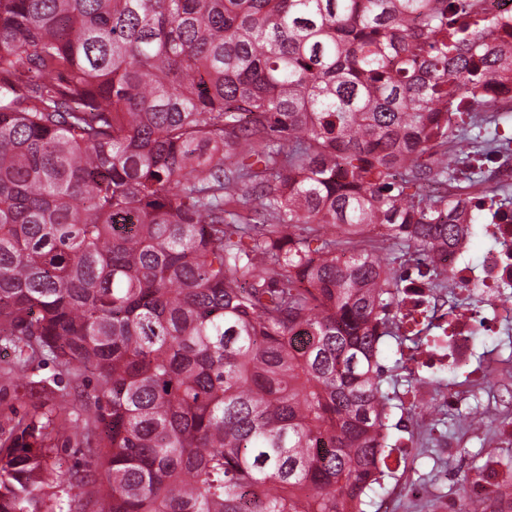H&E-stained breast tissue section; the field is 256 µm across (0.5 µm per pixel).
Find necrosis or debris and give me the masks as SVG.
I'll use <instances>...</instances> for the list:
<instances>
[{"label":"necrosis or debris","instance_id":"1","mask_svg":"<svg viewBox=\"0 0 512 512\" xmlns=\"http://www.w3.org/2000/svg\"><path fill=\"white\" fill-rule=\"evenodd\" d=\"M473 21L489 36L511 32L512 0H473L470 7L448 13L452 30ZM478 92L494 109L470 113L469 119L483 128L495 127L496 132L474 142L465 166L444 188L459 203L453 220L460 232L443 251L438 272L455 296L447 298L410 274L402 282L405 330L424 341L412 352L414 367L430 374L456 371L454 382L440 387L436 398L441 407L463 413L483 392L488 371H496L501 384L512 390V354L487 353L475 342L479 336L512 332V127L497 124L500 112H512V73L502 72L480 85ZM480 210L488 217L483 230L491 245L476 260L468 243L471 216ZM489 441L492 452L466 495L489 504L492 512H512V499L502 494L512 486V470L495 453L512 443V408L498 418Z\"/></svg>","mask_w":512,"mask_h":512}]
</instances>
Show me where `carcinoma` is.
I'll list each match as a JSON object with an SVG mask.
<instances>
[{
  "mask_svg": "<svg viewBox=\"0 0 512 512\" xmlns=\"http://www.w3.org/2000/svg\"><path fill=\"white\" fill-rule=\"evenodd\" d=\"M512 68L448 0H0V342L50 360L104 478L53 490L46 424L0 448V512H366L396 324L384 224L433 256ZM92 376V393L81 389ZM480 95L492 103L496 110L512 112V78L507 70L478 87Z\"/></svg>",
  "mask_w": 512,
  "mask_h": 512,
  "instance_id": "cac0c4a2",
  "label": "carcinoma"
}]
</instances>
